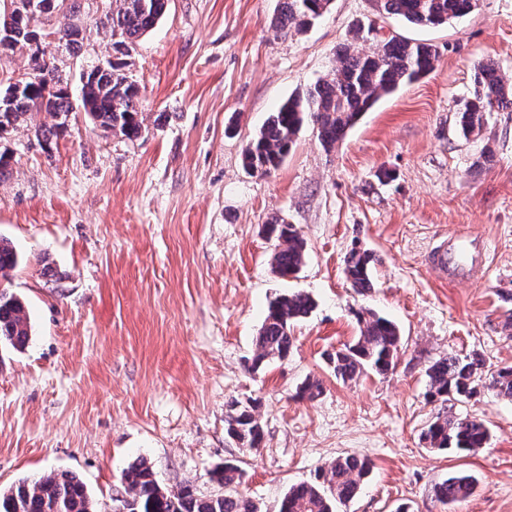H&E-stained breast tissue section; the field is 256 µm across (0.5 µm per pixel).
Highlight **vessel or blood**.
Returning <instances> with one entry per match:
<instances>
[{
    "label": "vessel or blood",
    "mask_w": 512,
    "mask_h": 512,
    "mask_svg": "<svg viewBox=\"0 0 512 512\" xmlns=\"http://www.w3.org/2000/svg\"><path fill=\"white\" fill-rule=\"evenodd\" d=\"M488 250V242L461 233L453 237L450 245L435 247L430 254V263L449 279L475 282L486 275L484 255Z\"/></svg>",
    "instance_id": "b4317fda"
}]
</instances>
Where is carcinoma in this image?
<instances>
[{"label": "carcinoma", "instance_id": "1", "mask_svg": "<svg viewBox=\"0 0 512 512\" xmlns=\"http://www.w3.org/2000/svg\"><path fill=\"white\" fill-rule=\"evenodd\" d=\"M67 2L66 12L58 20L65 49L76 54L81 49V32L72 28L70 19L82 14L84 0ZM273 27L283 35L301 33L314 25L330 10L332 0H280ZM376 11L393 15L410 24L439 27L451 19L467 15L476 0H375ZM169 0H110L108 10L92 19L96 27L112 38L117 60L106 70L88 75L82 86L83 107L94 122L132 140L142 133L144 118L140 110V88L124 71L139 38L150 31L165 14ZM371 42L369 50L359 44ZM35 67L42 69L30 89L13 98L0 110V126L15 127L31 112H43L51 121L36 129L37 140L52 143L61 134L60 114L72 110L67 91L50 83L56 71L54 60L39 61L31 54ZM439 60L438 50L429 43L412 42L401 34L384 35L375 24L359 25L350 41L336 51V65L331 72L296 94L271 113L259 133L249 142L243 166L260 175L277 169L291 149L304 122L316 127L317 136L326 150L342 140L346 131L383 96L401 84L431 72ZM512 109V79L491 65L474 66L473 87L459 112V127L464 136L480 134L493 112ZM268 236L277 240L272 256L273 272L281 277L300 270L306 259V246L291 224L274 220L265 225ZM370 252L353 248L345 257V274L351 288L366 292L373 288ZM18 264L15 249L0 241V276L7 277ZM315 307L307 294H285L269 306L264 323L256 336L254 368L266 360L288 357L293 337L291 327L307 317ZM358 335L327 355L336 377L355 381L372 371L385 375L393 370L401 345L398 326L375 312L358 315ZM32 327L24 302L17 296L0 291V342L15 349L30 341ZM428 396L444 401L470 400L480 389L491 388L512 400V366L492 373L483 370L478 357L450 354L433 361L426 370ZM226 432L239 447L256 449L264 438L263 427L255 415V405H236L226 419ZM424 439L438 450L454 447L475 453L486 447L489 430L476 417L438 415L425 428ZM370 472L367 459L355 454L337 456L313 482L291 486L281 498L278 512H338L340 506L354 500L363 479ZM242 470L226 462L211 471V481L218 492L200 495L191 484L177 490L162 489L152 466L143 458L128 464L122 483L128 495V512H257L251 500L240 495ZM475 479L465 473L448 474L435 484L434 497L443 505H452L469 497ZM0 512H99L84 481L69 471H51L35 481L22 479L0 494Z\"/></svg>", "mask_w": 512, "mask_h": 512}]
</instances>
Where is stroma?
<instances>
[{"mask_svg":"<svg viewBox=\"0 0 512 512\" xmlns=\"http://www.w3.org/2000/svg\"><path fill=\"white\" fill-rule=\"evenodd\" d=\"M278 0H170L126 71L141 89L145 129L134 140L95 127L83 112L50 147L35 112L0 137L11 157L0 181V238L19 263L0 290L21 298L28 346L0 344V490L69 470L99 507L124 493L123 468L142 457L159 485L212 493L224 461L237 491L277 512L291 484L343 453L371 462L359 495L340 512H512V400L487 390L431 400L436 359L476 354L512 364V111L482 136L463 137L458 112L477 63L512 76V0H479L447 25L380 19L437 47L430 74L383 96L332 151L303 125L278 169L259 176L241 155L270 112L326 76L351 29L375 18L371 0H333L319 22L281 36ZM492 161L477 165L482 150ZM306 242L298 273L271 270L272 218ZM458 231L488 240L482 281L457 283L428 265ZM374 256L373 288L349 287L352 247ZM293 292L316 306L291 329L288 358L252 371L269 303ZM372 310L400 328L387 375L337 380L327 353L354 339ZM320 380L314 401L297 397ZM257 401L258 450L224 430L232 404ZM484 420L478 453L431 449L439 414ZM476 480L445 507L435 483Z\"/></svg>","mask_w":512,"mask_h":512,"instance_id":"obj_1","label":"stroma"}]
</instances>
